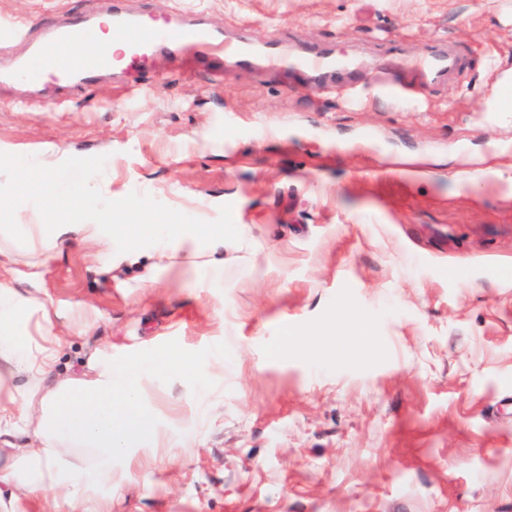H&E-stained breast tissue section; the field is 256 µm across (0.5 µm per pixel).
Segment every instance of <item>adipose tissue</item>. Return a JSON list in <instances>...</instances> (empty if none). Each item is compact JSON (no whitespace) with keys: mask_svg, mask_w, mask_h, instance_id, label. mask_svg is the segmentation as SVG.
I'll return each instance as SVG.
<instances>
[{"mask_svg":"<svg viewBox=\"0 0 512 512\" xmlns=\"http://www.w3.org/2000/svg\"><path fill=\"white\" fill-rule=\"evenodd\" d=\"M70 157L48 145L27 154L0 143V438L26 436L0 447V488L29 497L50 493L106 512L97 500L111 483L114 459L156 435L143 400L146 381L192 378L205 384L212 367L167 351L149 360L92 356L78 374L56 373L68 333H86L88 311L61 309L43 288L49 262L73 244L93 248L96 274L113 277L141 256L151 264L144 286L157 283L174 258H191L213 282L224 279V252L251 246L240 224L209 223L201 212L181 224H125L143 201L113 204L103 177H84L70 191L55 180ZM25 376L24 386L14 383Z\"/></svg>","mask_w":512,"mask_h":512,"instance_id":"adipose-tissue-1","label":"adipose tissue"}]
</instances>
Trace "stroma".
Returning <instances> with one entry per match:
<instances>
[{
	"instance_id": "obj_1",
	"label": "stroma",
	"mask_w": 512,
	"mask_h": 512,
	"mask_svg": "<svg viewBox=\"0 0 512 512\" xmlns=\"http://www.w3.org/2000/svg\"><path fill=\"white\" fill-rule=\"evenodd\" d=\"M289 49L353 59L359 102L257 64L193 70L162 57L95 85L0 87V142L52 143L81 163L111 153L119 196L177 223L224 202L251 251H227L208 288L175 265L106 283L81 246L45 288L95 314L57 370L93 352L222 360L208 406L187 378L148 384L157 445L116 463L109 512H512V112L489 120L512 75V0H127ZM87 0H0V21L41 32ZM449 44L459 76L394 109L379 71L416 82L413 59ZM142 84L127 99L123 82ZM477 169L489 175L469 183ZM367 337L365 345L353 335ZM312 340L318 358L286 337Z\"/></svg>"
}]
</instances>
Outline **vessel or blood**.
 Here are the masks:
<instances>
[{
	"label": "vessel or blood",
	"mask_w": 512,
	"mask_h": 512,
	"mask_svg": "<svg viewBox=\"0 0 512 512\" xmlns=\"http://www.w3.org/2000/svg\"><path fill=\"white\" fill-rule=\"evenodd\" d=\"M104 16L112 20L113 38L125 43L130 68L142 66L156 55L168 57L177 70L189 68L194 60L212 63L226 59L246 68L260 58L267 67L285 66L322 84L347 67L346 62L328 53L307 49L291 55L271 40L257 46L244 37L224 35L197 16L183 15L161 26H149L140 15L124 8L122 0H89L80 21H65L36 39L30 36L28 22L1 24V51L5 53L10 44L20 40L29 41L30 50L25 57L5 54L0 59V82L37 84L50 78L79 86L95 84L113 69L112 62L88 39ZM80 34L85 41L79 54H61V45ZM453 63V58L444 54H423L414 61L416 69L433 79L446 74Z\"/></svg>",
	"instance_id": "vessel-or-blood-1"
}]
</instances>
